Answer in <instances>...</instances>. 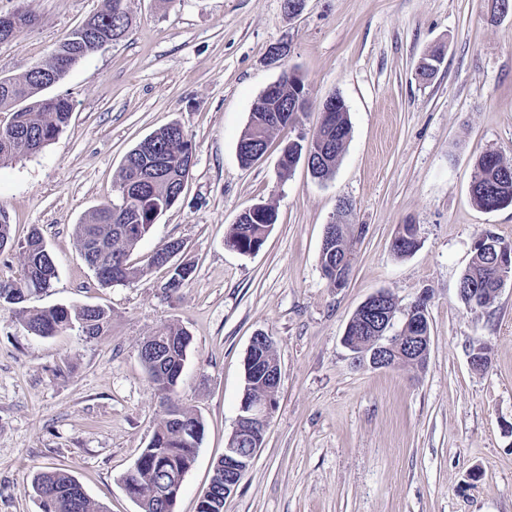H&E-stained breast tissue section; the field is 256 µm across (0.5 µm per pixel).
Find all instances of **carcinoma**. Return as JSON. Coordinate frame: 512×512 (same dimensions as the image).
<instances>
[{
	"instance_id": "obj_1",
	"label": "carcinoma",
	"mask_w": 512,
	"mask_h": 512,
	"mask_svg": "<svg viewBox=\"0 0 512 512\" xmlns=\"http://www.w3.org/2000/svg\"><path fill=\"white\" fill-rule=\"evenodd\" d=\"M118 2L106 0L104 10L63 36L41 63V67L51 70L50 77L42 73L25 74L19 78L0 77V112L10 114L9 121L0 125V166L39 152L68 126L73 110L69 98L44 96L46 90L58 84L69 72V68L55 66L56 56L68 58L70 68H74L94 54L88 33L107 35L115 29H130L129 13L117 14ZM279 108V103L265 98L251 113L238 142L239 159L243 164L253 163L257 154L263 155L267 151ZM350 132L345 110L336 112L334 123L318 128L315 139L318 153L313 157L316 165L311 167L315 177L324 179L334 173ZM149 139V143H139L126 155L116 182L118 188L125 184L140 187L133 200L119 194L116 200L89 212L75 228L80 257L103 286L124 283L143 274V270L129 265V255L144 238L142 229L157 223L176 203L178 190L189 178L194 165L192 143L178 124L159 129ZM476 169L471 184V199L475 206L492 211L500 203L512 205V165L500 157L490 162L482 156ZM267 210L269 213L260 218L249 212L242 214L225 237L224 245L243 255L260 250L277 221L275 210L270 206ZM330 232H337L339 236L338 243L321 248L319 262L325 269L336 267L338 244L342 245L344 254L353 257L351 225L335 223L330 225ZM96 234L112 241V261L107 267L94 264L89 238ZM487 251V247L473 251L470 265L459 281V287L463 288L459 296L465 303L469 294L464 288L468 286L480 291L479 298L486 302L501 288L493 258ZM193 271L192 266L182 274L169 271L166 290L178 292L188 284ZM56 274V267L43 253L42 235L34 229L25 243L23 273L13 283L0 282V302L19 306L23 325L32 336L49 338L74 328L89 338L100 336L109 321V314L101 307L88 310L65 305L22 306L28 296L49 288ZM158 338L172 344L165 351L166 359L160 363L150 351L140 355V359L155 395L165 404L177 388L179 369L187 357L191 339L187 331L175 323L167 325ZM197 427L205 431L202 419L193 410L165 409L134 472L125 477L126 489L136 499L140 512H173L175 500L160 499L157 489L165 484L181 487V478L199 448L189 442L190 431ZM33 489L42 504V512H102L82 485L63 471L37 473Z\"/></svg>"
}]
</instances>
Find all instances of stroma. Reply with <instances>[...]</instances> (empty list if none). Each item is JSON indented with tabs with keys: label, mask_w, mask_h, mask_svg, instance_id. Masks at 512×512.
<instances>
[{
	"label": "stroma",
	"mask_w": 512,
	"mask_h": 512,
	"mask_svg": "<svg viewBox=\"0 0 512 512\" xmlns=\"http://www.w3.org/2000/svg\"><path fill=\"white\" fill-rule=\"evenodd\" d=\"M105 0H0V14L35 23L0 41V76L19 77ZM127 36L87 57L55 95L74 109L39 153L0 167V210L12 245L0 281L23 272L24 243L39 229L57 277L27 307L97 305L104 334L29 335L16 305L0 303V512H40L32 481L68 471L104 512H138L121 478L146 448L163 407L139 357L144 338L170 323L190 335L172 398L205 432L175 512H197L224 454L244 388L252 336L276 343L278 407L263 446L224 512H512V281L469 310L458 281L478 235L512 240V206L476 208L477 159L512 162V15L491 19L488 0H127ZM286 53L272 58V46ZM443 62L427 84L415 73L434 46ZM299 75L313 129L320 105L340 95L351 135L331 178L305 163L278 176L275 130L264 157L243 165L238 140L263 91ZM179 124L194 166L179 200L131 254L142 276L100 286L79 256L76 224L116 197L127 153ZM352 202L356 260L346 288L324 277L319 254L340 201ZM277 212L263 247L242 255L224 238L254 204ZM419 248L396 256L400 225ZM183 241L194 267L185 288H165L149 257ZM399 311L428 293L424 368L355 367L341 342L357 308L379 290ZM490 365L470 364L472 341Z\"/></svg>",
	"instance_id": "1"
}]
</instances>
